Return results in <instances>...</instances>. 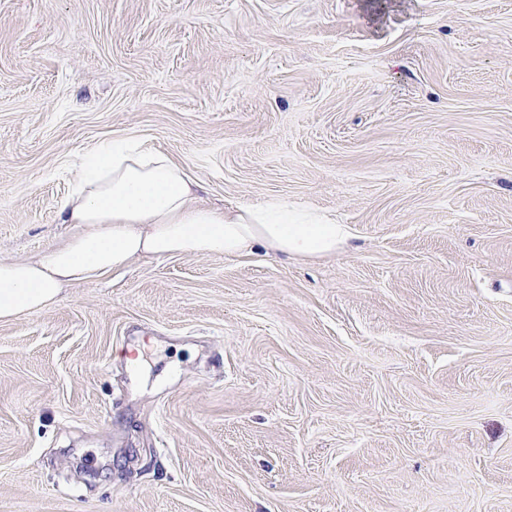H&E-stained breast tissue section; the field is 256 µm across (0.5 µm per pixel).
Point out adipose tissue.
<instances>
[{"label":"adipose tissue","instance_id":"obj_1","mask_svg":"<svg viewBox=\"0 0 512 512\" xmlns=\"http://www.w3.org/2000/svg\"><path fill=\"white\" fill-rule=\"evenodd\" d=\"M200 190L169 154L133 138L101 142L59 203V219L73 232L34 259L0 262V322L142 256L306 258L333 254L352 237L322 210L283 199L216 208L200 203Z\"/></svg>","mask_w":512,"mask_h":512}]
</instances>
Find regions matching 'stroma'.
Listing matches in <instances>:
<instances>
[{
  "mask_svg": "<svg viewBox=\"0 0 512 512\" xmlns=\"http://www.w3.org/2000/svg\"><path fill=\"white\" fill-rule=\"evenodd\" d=\"M120 136L353 238L0 323V512H512V0H0V261Z\"/></svg>",
  "mask_w": 512,
  "mask_h": 512,
  "instance_id": "1",
  "label": "stroma"
}]
</instances>
